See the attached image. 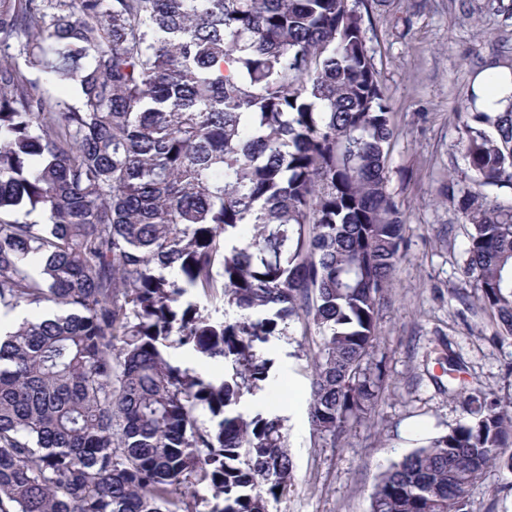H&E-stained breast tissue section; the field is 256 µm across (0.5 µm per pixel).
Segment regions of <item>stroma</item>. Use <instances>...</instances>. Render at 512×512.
Wrapping results in <instances>:
<instances>
[{"mask_svg": "<svg viewBox=\"0 0 512 512\" xmlns=\"http://www.w3.org/2000/svg\"><path fill=\"white\" fill-rule=\"evenodd\" d=\"M367 46L393 114L388 187L407 224L405 256L380 312L370 356L384 379L371 413L341 439L308 419L318 336L291 325L267 352L275 378L248 399L277 408L288 429L291 485L268 512H370L383 471L467 420L442 386V357L464 379L512 404V339L498 336L467 272L470 229L453 193L468 185L463 115L478 72L512 65V0H371ZM467 512H512V472L493 466L465 494Z\"/></svg>", "mask_w": 512, "mask_h": 512, "instance_id": "1", "label": "stroma"}]
</instances>
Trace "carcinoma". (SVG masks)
I'll use <instances>...</instances> for the list:
<instances>
[{"instance_id":"obj_1","label":"carcinoma","mask_w":512,"mask_h":512,"mask_svg":"<svg viewBox=\"0 0 512 512\" xmlns=\"http://www.w3.org/2000/svg\"><path fill=\"white\" fill-rule=\"evenodd\" d=\"M356 4L0 0V312L54 311L0 340V512H190L200 486L209 512H266L287 432L242 402L293 322L322 339L313 428L372 411L407 225ZM464 127L467 270L512 338V204L482 192L512 188V103ZM456 371L469 420L383 472L370 512H465L491 464L512 472V409ZM170 357L182 366L194 368L196 371L208 372L215 376H222L224 363L221 360H211L192 357L183 353L182 349H168Z\"/></svg>"}]
</instances>
